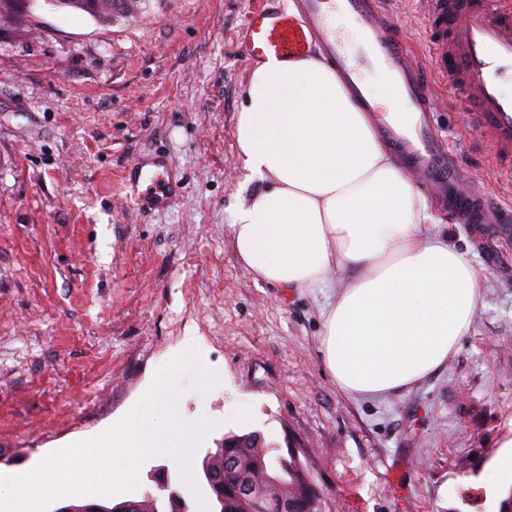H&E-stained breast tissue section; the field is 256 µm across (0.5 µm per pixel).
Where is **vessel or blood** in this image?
Wrapping results in <instances>:
<instances>
[{
  "mask_svg": "<svg viewBox=\"0 0 512 512\" xmlns=\"http://www.w3.org/2000/svg\"><path fill=\"white\" fill-rule=\"evenodd\" d=\"M438 34L429 48L436 82L448 85L459 105L472 109L474 127L503 153L512 154V96L501 85L512 81V0H424ZM348 18L360 34L349 49L335 16ZM247 60L292 61L319 51L329 60L360 111H378L364 83L368 70L381 72L394 88L409 124L383 131L408 171L419 173L432 191L447 196L467 224H494L497 210L476 194L458 192L460 174L441 136L430 122L431 104L422 70L402 48L383 12L382 0H292L277 6L262 0L249 11L238 33ZM134 200L140 206L168 205L178 192L174 177L134 163Z\"/></svg>",
  "mask_w": 512,
  "mask_h": 512,
  "instance_id": "b4317fda",
  "label": "vessel or blood"
}]
</instances>
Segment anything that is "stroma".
Listing matches in <instances>:
<instances>
[{
	"mask_svg": "<svg viewBox=\"0 0 512 512\" xmlns=\"http://www.w3.org/2000/svg\"><path fill=\"white\" fill-rule=\"evenodd\" d=\"M146 2L108 24L40 2L0 29V471L110 429L191 347L222 377L205 393L189 373L168 387L181 421L213 424L192 481L151 455L133 488L99 503L176 494L211 512L202 457L225 434L256 431L279 451L304 449L323 512H498L512 492L489 477L512 438V157L429 85L463 186L488 193L501 218L484 237L443 212L485 278L482 303L447 364L404 395H349L323 362L321 289L255 279L233 246L231 211L264 187L247 180L236 140L252 70L236 36L259 0ZM383 7L429 70L419 0ZM156 158L183 190L143 210L124 176Z\"/></svg>",
	"mask_w": 512,
	"mask_h": 512,
	"instance_id": "stroma-1",
	"label": "stroma"
}]
</instances>
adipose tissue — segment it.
I'll return each mask as SVG.
<instances>
[{
    "label": "adipose tissue",
    "mask_w": 512,
    "mask_h": 512,
    "mask_svg": "<svg viewBox=\"0 0 512 512\" xmlns=\"http://www.w3.org/2000/svg\"><path fill=\"white\" fill-rule=\"evenodd\" d=\"M377 126L332 64L308 56L258 63L236 127L241 162L265 186L232 214L235 251L286 291L338 288L321 312L323 358L361 397L401 394L443 367L484 283Z\"/></svg>",
    "instance_id": "1"
}]
</instances>
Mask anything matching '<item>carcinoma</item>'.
<instances>
[{"label": "carcinoma", "instance_id": "1", "mask_svg": "<svg viewBox=\"0 0 512 512\" xmlns=\"http://www.w3.org/2000/svg\"><path fill=\"white\" fill-rule=\"evenodd\" d=\"M35 0H0V25L15 23L16 19L32 8ZM55 8L82 11L102 21L112 20L111 0H45ZM233 459L238 463L235 471L224 470V463ZM271 469L276 470L278 483L266 486L263 497L273 502L285 498L293 512H322L320 494L309 478L306 464L293 454L276 453L255 431L228 434L215 450L206 453L202 471L210 472L207 482L213 507L217 512H259L254 501L240 492L245 483H260Z\"/></svg>", "mask_w": 512, "mask_h": 512}]
</instances>
